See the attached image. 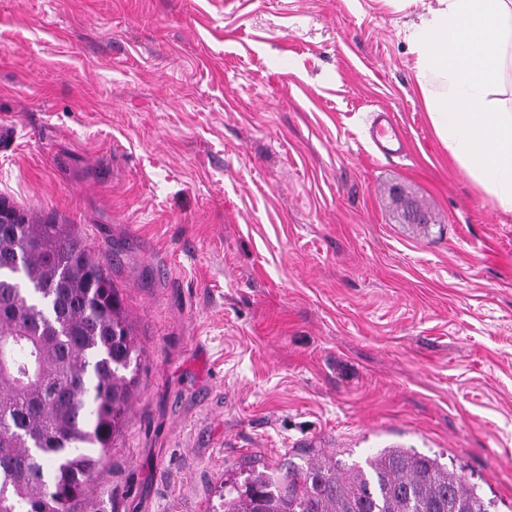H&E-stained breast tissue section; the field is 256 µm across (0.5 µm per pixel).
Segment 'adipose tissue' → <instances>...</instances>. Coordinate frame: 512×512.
<instances>
[{
    "label": "adipose tissue",
    "mask_w": 512,
    "mask_h": 512,
    "mask_svg": "<svg viewBox=\"0 0 512 512\" xmlns=\"http://www.w3.org/2000/svg\"><path fill=\"white\" fill-rule=\"evenodd\" d=\"M407 39L436 135L511 212L512 111H501L491 93L512 49V0H436Z\"/></svg>",
    "instance_id": "1"
}]
</instances>
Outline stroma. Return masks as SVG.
<instances>
[{
  "mask_svg": "<svg viewBox=\"0 0 512 512\" xmlns=\"http://www.w3.org/2000/svg\"><path fill=\"white\" fill-rule=\"evenodd\" d=\"M434 4L0 0V197L78 226L143 350L77 512H214L391 446L512 512V212L433 130L405 31ZM371 128V139L378 152L385 157L396 156L404 152V137L398 127L392 111L382 107Z\"/></svg>",
  "mask_w": 512,
  "mask_h": 512,
  "instance_id": "obj_1",
  "label": "stroma"
}]
</instances>
